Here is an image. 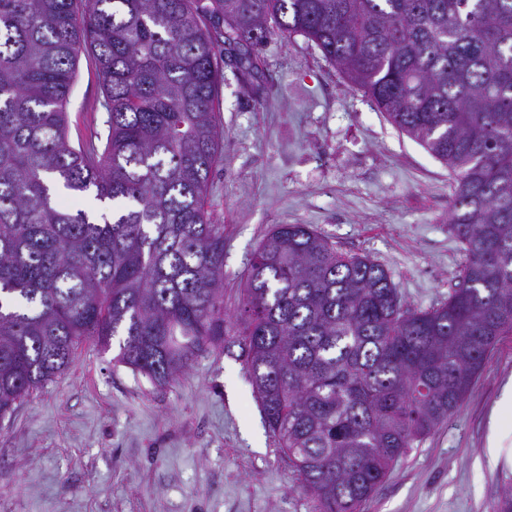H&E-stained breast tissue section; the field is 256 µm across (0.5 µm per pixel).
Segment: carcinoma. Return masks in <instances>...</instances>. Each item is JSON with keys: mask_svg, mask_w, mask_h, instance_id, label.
<instances>
[{"mask_svg": "<svg viewBox=\"0 0 512 512\" xmlns=\"http://www.w3.org/2000/svg\"><path fill=\"white\" fill-rule=\"evenodd\" d=\"M0 0V417L85 339L163 386L224 335V225L206 209L220 59L314 43L454 177L465 260L448 301L404 306L387 272L308 224L257 247L234 336L315 512H361L512 335V0ZM109 132L75 146L78 54ZM94 193L95 218L57 202Z\"/></svg>", "mask_w": 512, "mask_h": 512, "instance_id": "1", "label": "carcinoma"}]
</instances>
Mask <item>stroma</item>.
I'll use <instances>...</instances> for the list:
<instances>
[{
    "instance_id": "35a3bbf8",
    "label": "stroma",
    "mask_w": 512,
    "mask_h": 512,
    "mask_svg": "<svg viewBox=\"0 0 512 512\" xmlns=\"http://www.w3.org/2000/svg\"><path fill=\"white\" fill-rule=\"evenodd\" d=\"M103 80L82 51L66 105L72 143L108 133ZM223 155L206 208L224 227V327L276 224H308L391 276L404 305L439 306L465 254L448 222L447 166L401 132L310 41L268 39L256 77L225 66ZM87 339L69 366L0 420V512H313L269 431L238 344L223 338L153 384ZM512 378L501 337L459 411L408 450L363 512H494L512 466L485 459Z\"/></svg>"
}]
</instances>
